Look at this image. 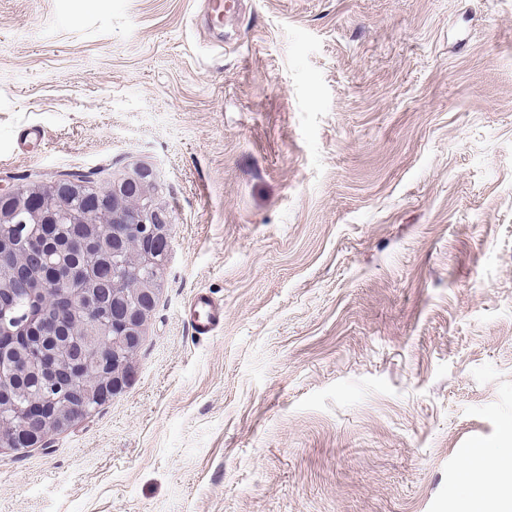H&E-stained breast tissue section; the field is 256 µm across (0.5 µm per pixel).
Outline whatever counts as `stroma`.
Returning a JSON list of instances; mask_svg holds the SVG:
<instances>
[{
	"label": "stroma",
	"instance_id": "stroma-1",
	"mask_svg": "<svg viewBox=\"0 0 512 512\" xmlns=\"http://www.w3.org/2000/svg\"><path fill=\"white\" fill-rule=\"evenodd\" d=\"M236 3L0 0V185L175 216L135 381L0 512H465L512 435V0ZM192 329L199 336H210L224 324V306L207 293L197 292L189 304Z\"/></svg>",
	"mask_w": 512,
	"mask_h": 512
}]
</instances>
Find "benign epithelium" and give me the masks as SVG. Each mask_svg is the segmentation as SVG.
Instances as JSON below:
<instances>
[{
    "instance_id": "benign-epithelium-1",
    "label": "benign epithelium",
    "mask_w": 512,
    "mask_h": 512,
    "mask_svg": "<svg viewBox=\"0 0 512 512\" xmlns=\"http://www.w3.org/2000/svg\"><path fill=\"white\" fill-rule=\"evenodd\" d=\"M104 203L90 213L70 204L75 194L85 190ZM97 224L112 236V265L136 268L152 264L167 265L171 250L173 211L161 202L156 174L139 165L112 175L106 185H94V179L80 182L57 175L11 190L0 189V224ZM97 235L67 240L65 248L52 252L43 245L4 248L0 237V333L13 334L7 325L15 324L10 315L14 294L30 286L43 288L42 310L36 321H27L18 329L31 337L28 345L14 352L0 353V392L11 390L18 368L36 372L60 400L97 389L99 383L96 344L112 339V353L126 354L132 362L145 334V326L157 302L160 288L156 282L130 283L124 277L112 280V302L94 287V264L80 267L68 256H94L100 252ZM55 268L59 287L40 279L42 270ZM132 374L125 364L112 371V394H121L131 383ZM88 407L67 404L61 420L69 429L87 417ZM37 436L41 442L53 434L40 413V402L25 406L0 407V430Z\"/></svg>"
}]
</instances>
